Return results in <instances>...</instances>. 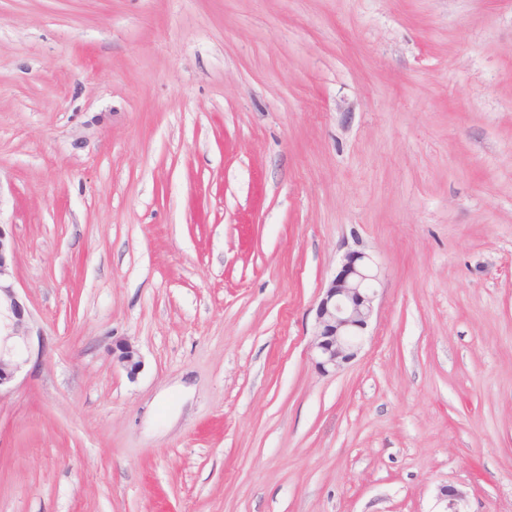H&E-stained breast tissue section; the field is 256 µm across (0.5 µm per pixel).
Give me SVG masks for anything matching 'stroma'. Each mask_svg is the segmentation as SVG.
Instances as JSON below:
<instances>
[{"instance_id":"1","label":"stroma","mask_w":512,"mask_h":512,"mask_svg":"<svg viewBox=\"0 0 512 512\" xmlns=\"http://www.w3.org/2000/svg\"><path fill=\"white\" fill-rule=\"evenodd\" d=\"M0 224V512H512V0H0ZM7 226L0 224V394L29 363L33 336H41L12 281L15 244ZM378 281L369 256L362 252L345 256L316 307L312 351L320 370L336 371L357 355L360 333L374 312ZM112 362L123 368L130 378H134L142 367L139 349L128 338H119L112 341Z\"/></svg>"}]
</instances>
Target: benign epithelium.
<instances>
[{"instance_id":"7a95c632","label":"benign epithelium","mask_w":512,"mask_h":512,"mask_svg":"<svg viewBox=\"0 0 512 512\" xmlns=\"http://www.w3.org/2000/svg\"><path fill=\"white\" fill-rule=\"evenodd\" d=\"M14 237L0 224V391L9 388L17 373L29 363L32 338L40 335L32 316L13 283ZM379 276L369 256L351 252L330 281L317 304L315 339L312 344L316 367L338 370L353 359L360 348V333L374 312ZM112 362L135 377L142 360L139 349L128 338L112 341Z\"/></svg>"}]
</instances>
